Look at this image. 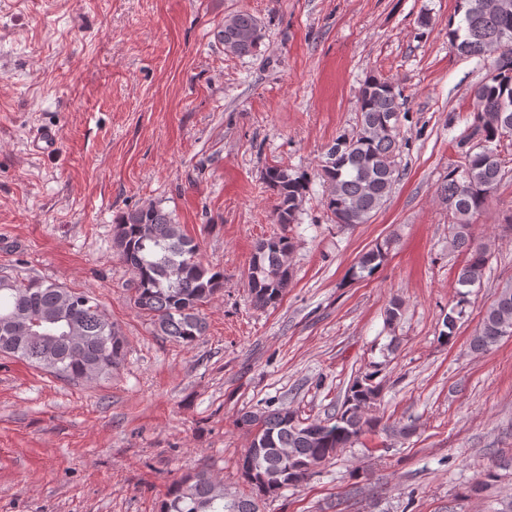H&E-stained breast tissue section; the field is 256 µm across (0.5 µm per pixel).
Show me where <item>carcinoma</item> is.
<instances>
[{
  "label": "carcinoma",
  "mask_w": 512,
  "mask_h": 512,
  "mask_svg": "<svg viewBox=\"0 0 512 512\" xmlns=\"http://www.w3.org/2000/svg\"><path fill=\"white\" fill-rule=\"evenodd\" d=\"M458 19L448 23V42L459 55L494 58L493 72L472 89L476 103L470 132L455 141L456 160L438 194L448 208L450 246L465 255L457 273L456 305L443 319L440 341L454 338L465 314L470 288L481 285L492 256L491 241L473 236L472 218L484 210L499 186L512 177V0H461ZM219 41L229 54L252 55L261 40L260 21L248 11L224 20ZM356 130L340 136L328 149L322 177L329 191L323 205L331 221L342 227L367 224L390 200L399 175L400 127L407 119L397 82L365 78L359 97ZM263 180L274 198L273 221L284 227L300 220L308 181L281 165L266 168ZM113 244L133 275V303L148 316L158 334L186 347L206 332L201 306L224 284V273L203 264L200 245L186 236L172 215L157 206L125 213L113 228ZM392 240L377 242L351 268V276L366 279L382 266ZM292 238L276 234L258 240L248 269V287L255 306L278 304L291 283L288 257ZM63 316L82 338L83 352L74 354L59 340L47 348L28 336L33 320ZM512 327V288L502 289L488 307L470 348L484 352L497 345ZM0 353L41 365L45 354L57 362L51 372L73 383L112 375L126 356V338L105 308L83 291L56 283H26L0 276ZM372 370L354 379L343 400L324 421L309 420L295 409L269 403L245 411L236 420L252 436L238 461L243 492L224 487L205 470L173 482L159 512H261L260 505L280 490L296 486L314 469L362 435L381 428L392 436L414 432L411 423L383 427L370 414L380 400V384Z\"/></svg>",
  "instance_id": "carcinoma-1"
}]
</instances>
